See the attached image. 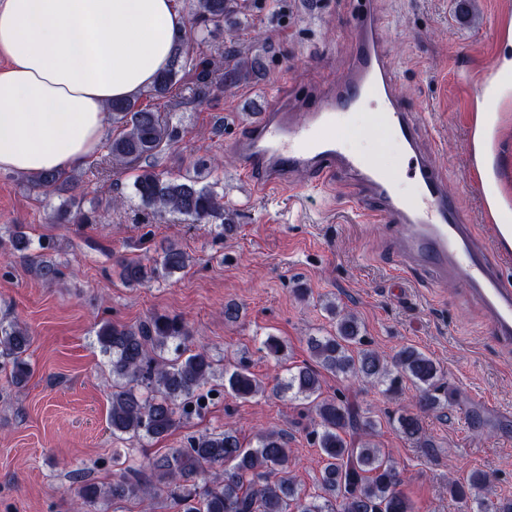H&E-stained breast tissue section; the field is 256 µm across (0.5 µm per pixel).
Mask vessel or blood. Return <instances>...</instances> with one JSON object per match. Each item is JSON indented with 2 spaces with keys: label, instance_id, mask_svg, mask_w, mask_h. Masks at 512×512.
I'll return each mask as SVG.
<instances>
[{
  "label": "vessel or blood",
  "instance_id": "obj_1",
  "mask_svg": "<svg viewBox=\"0 0 512 512\" xmlns=\"http://www.w3.org/2000/svg\"><path fill=\"white\" fill-rule=\"evenodd\" d=\"M358 36L348 70L317 87L314 100L285 92L254 101L232 148L255 195L343 180L356 194V218L399 234V264L422 268L437 287L455 285L482 309L492 335L512 339V74L501 51L512 44V0L492 15L488 55L458 54L452 70L467 117L463 168L475 209L460 196L422 144V121L405 105L372 0L357 11ZM373 111L409 160L414 191H399L393 171L350 150L335 133L358 113Z\"/></svg>",
  "mask_w": 512,
  "mask_h": 512
}]
</instances>
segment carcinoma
Returning a JSON list of instances; mask_svg holds the SVG:
<instances>
[{
	"instance_id": "cac0c4a2",
	"label": "carcinoma",
	"mask_w": 512,
	"mask_h": 512,
	"mask_svg": "<svg viewBox=\"0 0 512 512\" xmlns=\"http://www.w3.org/2000/svg\"><path fill=\"white\" fill-rule=\"evenodd\" d=\"M246 0H194L193 19L202 28H222L230 18L245 11ZM188 42L174 48L170 66L160 71L142 95L168 100L182 90L180 58ZM253 64L240 55L236 43L224 48V62L204 54L193 65L191 91L199 102L208 100L250 76ZM140 95V96H142ZM140 96L114 102L115 132L106 144L105 159L133 173V189L141 206L152 213L180 215L192 224H215L217 235L235 230L225 214L224 196L204 182L203 171L213 164L194 165L195 174L168 178L156 169V157L171 148L179 131L167 115L141 107ZM79 178L70 172H47L29 177L32 187L45 192L68 191ZM66 224H94L102 216L84 211L74 198L55 211ZM120 277L129 287L167 280L190 265L189 254L174 242L159 247L155 256L123 255L117 260ZM326 311L335 320L333 329L309 340L314 363L286 368L279 389L307 402L313 412L309 435L324 455L318 487L310 495L296 483L288 437L276 430L258 434L256 445L247 447L236 431L226 426L187 439L145 468H126L107 485L84 480L75 489L76 512H93L105 500L114 503L151 491H161L178 512H414L400 489L397 465L390 452L373 442L377 423L365 417L344 395L323 396L322 372L371 385H382L395 395L403 380L419 387L415 409L396 417L407 438H423L422 415L444 413L454 394L439 385L437 362L412 346L401 348L391 360L366 347L359 319L330 303ZM190 330L184 319L154 312L138 326L102 321L96 330L101 351L108 357L112 392L108 424L115 437L154 439L169 434L183 419L200 416L211 393L246 399L263 389L250 370L239 361L224 369L222 389L211 385L215 361L209 352L187 353L184 340ZM29 330L16 320L0 319V368L19 384L31 373ZM483 472L471 475L468 486L448 482V493L458 500L476 498L488 484ZM477 512H512V499L486 502L478 499Z\"/></svg>"
}]
</instances>
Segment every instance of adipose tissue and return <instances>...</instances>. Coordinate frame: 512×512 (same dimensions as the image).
Returning <instances> with one entry per match:
<instances>
[{
  "instance_id": "adipose-tissue-1",
  "label": "adipose tissue",
  "mask_w": 512,
  "mask_h": 512,
  "mask_svg": "<svg viewBox=\"0 0 512 512\" xmlns=\"http://www.w3.org/2000/svg\"><path fill=\"white\" fill-rule=\"evenodd\" d=\"M188 35L174 0H0V170L84 165L109 104L150 86Z\"/></svg>"
}]
</instances>
